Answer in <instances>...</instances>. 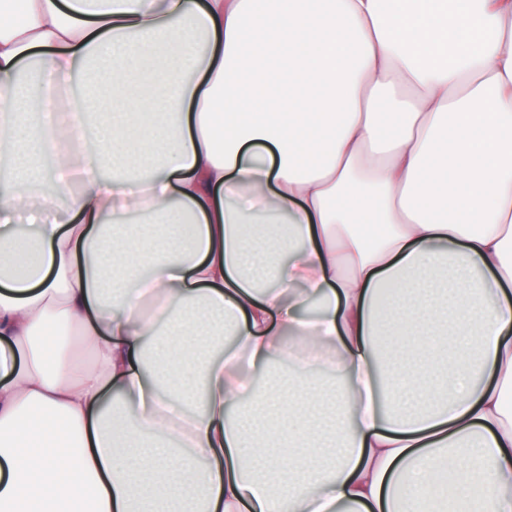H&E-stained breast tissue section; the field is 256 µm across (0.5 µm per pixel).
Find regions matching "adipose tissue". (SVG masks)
Here are the masks:
<instances>
[{"label":"adipose tissue","mask_w":512,"mask_h":512,"mask_svg":"<svg viewBox=\"0 0 512 512\" xmlns=\"http://www.w3.org/2000/svg\"><path fill=\"white\" fill-rule=\"evenodd\" d=\"M22 4L0 512H512V0ZM45 112H52L55 122V126L58 130V119H59V131L57 139L54 143V148L57 150L58 143L60 140L61 145H64L67 140L69 141L70 135V117L65 112L62 102L57 97L49 98L44 105Z\"/></svg>","instance_id":"1"}]
</instances>
